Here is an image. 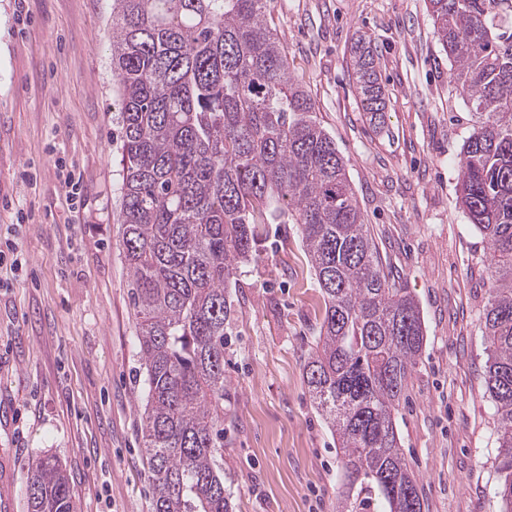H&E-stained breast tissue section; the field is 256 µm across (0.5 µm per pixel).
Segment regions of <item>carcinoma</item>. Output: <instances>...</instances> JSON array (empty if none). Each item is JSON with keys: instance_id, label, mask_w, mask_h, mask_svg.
I'll list each match as a JSON object with an SVG mask.
<instances>
[{"instance_id": "carcinoma-1", "label": "carcinoma", "mask_w": 512, "mask_h": 512, "mask_svg": "<svg viewBox=\"0 0 512 512\" xmlns=\"http://www.w3.org/2000/svg\"><path fill=\"white\" fill-rule=\"evenodd\" d=\"M268 0H112L120 85L122 246L145 369L151 512H233L224 486L226 290L270 224H296L323 298L305 381L336 436L339 512H422L394 412L426 345L416 300L386 274L336 143L288 68ZM451 81L474 117L460 202L492 250L482 316L496 418L494 495L512 512V0H428ZM350 66L379 125L371 41ZM29 512H74L42 456Z\"/></svg>"}]
</instances>
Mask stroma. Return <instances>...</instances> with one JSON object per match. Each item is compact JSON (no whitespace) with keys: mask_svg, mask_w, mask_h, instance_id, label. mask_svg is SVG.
<instances>
[{"mask_svg":"<svg viewBox=\"0 0 512 512\" xmlns=\"http://www.w3.org/2000/svg\"><path fill=\"white\" fill-rule=\"evenodd\" d=\"M269 21L346 162L427 342L395 415L423 512H501L481 317L490 250L456 203L472 126L426 0H269ZM366 35L386 98L364 112L350 47ZM121 96L112 0H0V448L19 479L56 456L76 512H150L144 372L120 245ZM80 179L77 200L62 187ZM224 484L235 512H337L336 441L303 367L323 300L297 225L272 224L228 289Z\"/></svg>","mask_w":512,"mask_h":512,"instance_id":"1","label":"stroma"}]
</instances>
